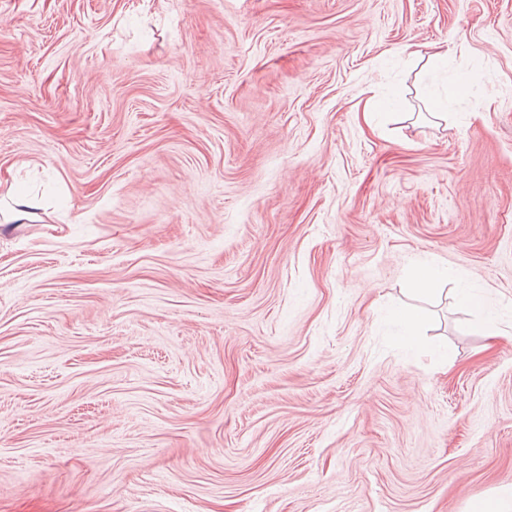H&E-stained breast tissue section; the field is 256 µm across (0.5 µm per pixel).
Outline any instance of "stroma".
<instances>
[{
	"mask_svg": "<svg viewBox=\"0 0 512 512\" xmlns=\"http://www.w3.org/2000/svg\"><path fill=\"white\" fill-rule=\"evenodd\" d=\"M0 178V512L512 489V0H0ZM447 268H427L418 267L413 276V290L420 293H429L434 288L433 286L440 280L447 278Z\"/></svg>",
	"mask_w": 512,
	"mask_h": 512,
	"instance_id": "35a3bbf8",
	"label": "stroma"
}]
</instances>
